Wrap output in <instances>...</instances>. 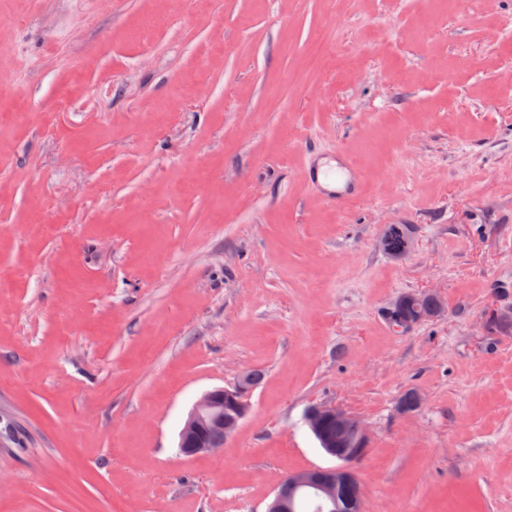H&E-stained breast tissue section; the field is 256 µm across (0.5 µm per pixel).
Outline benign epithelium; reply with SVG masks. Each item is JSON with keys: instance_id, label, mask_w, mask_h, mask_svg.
Instances as JSON below:
<instances>
[{"instance_id": "7a95c632", "label": "benign epithelium", "mask_w": 512, "mask_h": 512, "mask_svg": "<svg viewBox=\"0 0 512 512\" xmlns=\"http://www.w3.org/2000/svg\"><path fill=\"white\" fill-rule=\"evenodd\" d=\"M402 302L397 297L386 308L385 316L391 327L401 333L412 330L422 321L441 317L445 308H440L434 314L424 313L417 320H404L397 315L396 310ZM251 383L248 375H243L231 387L215 388L205 392L194 404L179 436L180 454L191 457L200 453H213L219 450L220 443L211 440L214 435L224 438L232 436L239 422L245 417V410L240 405L239 397L250 392ZM305 419L312 431H317V425L324 419H332L343 426L353 428L354 434L332 443L323 440L322 445L339 464L330 469H314L311 478L299 480V474L288 479V490L281 488L275 492V498L267 512H298L301 487H308L319 494V501L328 506H337L338 499L344 489L359 486L353 464L367 451L370 445V435L367 428L355 416L345 410L331 405H316L307 409Z\"/></svg>"}]
</instances>
